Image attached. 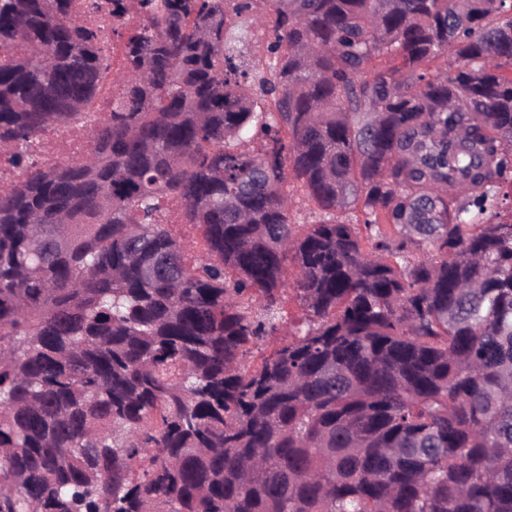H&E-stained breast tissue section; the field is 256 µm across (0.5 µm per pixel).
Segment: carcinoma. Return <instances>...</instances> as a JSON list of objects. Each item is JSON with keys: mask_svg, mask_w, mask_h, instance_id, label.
<instances>
[{"mask_svg": "<svg viewBox=\"0 0 512 512\" xmlns=\"http://www.w3.org/2000/svg\"><path fill=\"white\" fill-rule=\"evenodd\" d=\"M108 2L93 151L0 197V512H512V0H234L259 75L224 0ZM71 6L0 0V146L98 97ZM86 1L92 0H73L76 5L74 18L82 24L92 26L96 28L101 36L102 41L110 50L112 57V73L120 69L122 47L113 33V30L121 23H127L128 25L136 24L140 21L139 14L130 12L124 16L123 19L119 20L113 16H110L105 5V1L100 0L103 7L99 11H91L86 7ZM254 32L255 47L260 51L266 47V35L263 29H255L251 27L246 21H243L238 29L235 30V36H242V45L247 48V55L243 57L246 66L252 71H266V66L269 60V54L266 50L262 54H258L257 51L251 47L252 34ZM288 189L292 190L295 196L294 222L297 224H315V222L320 220L317 207L307 198L300 183L292 182L291 186L288 184ZM185 207L178 201L167 200L157 213V224H170L175 229L185 224ZM299 275V270L295 264H289L285 274V281L287 283V294L286 298L288 299L287 310L290 318L289 327H284L280 331L273 333L271 336H267V338L263 341L262 345L259 348H252L251 353L247 356V361L251 366H257L261 362V357L263 355H269L274 350L278 349L283 344L287 343L292 339V336H286L285 334L292 331L291 323L296 321L298 322L303 316L304 312L302 308L299 306L298 301L296 300V294L293 291V284L296 278Z\"/></svg>", "mask_w": 512, "mask_h": 512, "instance_id": "1", "label": "carcinoma"}]
</instances>
